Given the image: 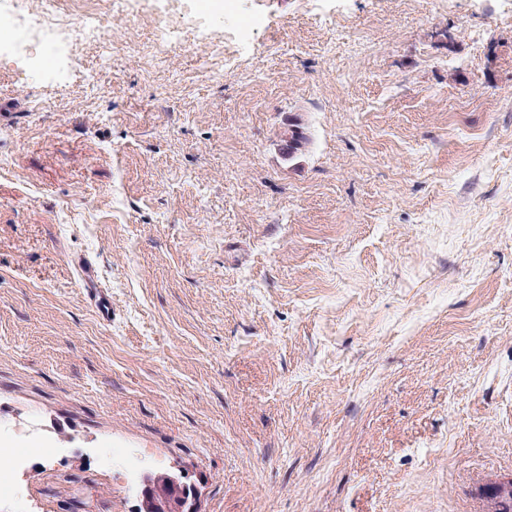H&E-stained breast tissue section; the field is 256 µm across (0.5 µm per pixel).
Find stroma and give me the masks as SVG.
Wrapping results in <instances>:
<instances>
[{
  "instance_id": "35a3bbf8",
  "label": "stroma",
  "mask_w": 512,
  "mask_h": 512,
  "mask_svg": "<svg viewBox=\"0 0 512 512\" xmlns=\"http://www.w3.org/2000/svg\"><path fill=\"white\" fill-rule=\"evenodd\" d=\"M0 62V512H481L512 474V0H199ZM309 138L289 152L293 125ZM90 265L105 321L79 276ZM19 437L22 443L18 448H10L7 462L0 465V498L2 494L21 496L23 491L16 480L17 472L36 457H52L58 453V448L54 446L25 439L21 435ZM164 472L144 477L141 512H200L198 487L180 478L184 475Z\"/></svg>"
}]
</instances>
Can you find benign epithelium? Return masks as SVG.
I'll return each mask as SVG.
<instances>
[{"label": "benign epithelium", "mask_w": 512, "mask_h": 512, "mask_svg": "<svg viewBox=\"0 0 512 512\" xmlns=\"http://www.w3.org/2000/svg\"><path fill=\"white\" fill-rule=\"evenodd\" d=\"M182 474L149 473L144 477L141 512H201L198 487L181 480ZM512 498V477L489 486V506L483 512H501Z\"/></svg>", "instance_id": "7a95c632"}]
</instances>
